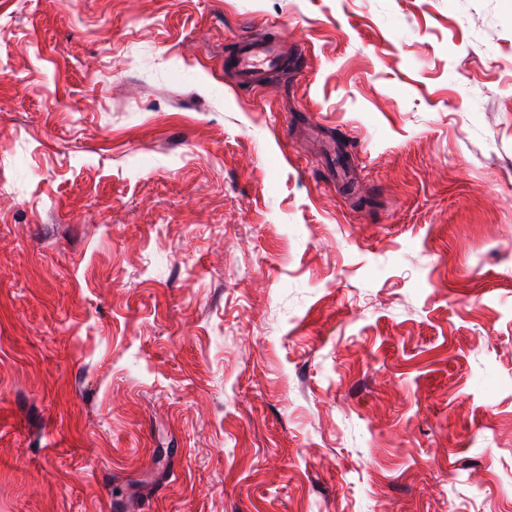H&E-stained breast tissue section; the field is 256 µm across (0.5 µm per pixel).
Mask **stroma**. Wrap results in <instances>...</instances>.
Wrapping results in <instances>:
<instances>
[{
	"label": "stroma",
	"instance_id": "1",
	"mask_svg": "<svg viewBox=\"0 0 512 512\" xmlns=\"http://www.w3.org/2000/svg\"><path fill=\"white\" fill-rule=\"evenodd\" d=\"M0 512H512V0H0ZM284 63L285 51L279 37L246 32L237 42L232 65L241 84L257 86L265 75Z\"/></svg>",
	"mask_w": 512,
	"mask_h": 512
}]
</instances>
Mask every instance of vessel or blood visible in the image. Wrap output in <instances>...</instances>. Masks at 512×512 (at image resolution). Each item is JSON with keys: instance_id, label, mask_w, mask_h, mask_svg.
I'll return each mask as SVG.
<instances>
[{"instance_id": "b4317fda", "label": "vessel or blood", "mask_w": 512, "mask_h": 512, "mask_svg": "<svg viewBox=\"0 0 512 512\" xmlns=\"http://www.w3.org/2000/svg\"><path fill=\"white\" fill-rule=\"evenodd\" d=\"M284 63L285 51L279 37L247 32L237 42L232 65L241 84L255 86Z\"/></svg>"}]
</instances>
